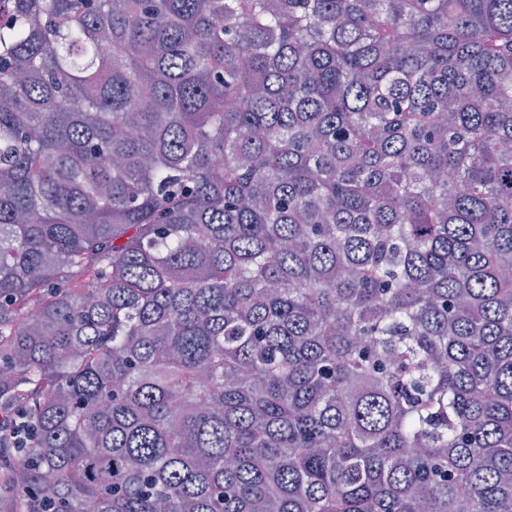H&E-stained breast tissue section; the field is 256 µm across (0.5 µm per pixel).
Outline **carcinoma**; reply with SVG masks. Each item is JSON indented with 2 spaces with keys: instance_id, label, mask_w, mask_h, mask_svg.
<instances>
[{
  "instance_id": "1",
  "label": "carcinoma",
  "mask_w": 512,
  "mask_h": 512,
  "mask_svg": "<svg viewBox=\"0 0 512 512\" xmlns=\"http://www.w3.org/2000/svg\"><path fill=\"white\" fill-rule=\"evenodd\" d=\"M5 406L0 512H512V0H0ZM15 417L11 412L0 411V445L5 448L25 446L28 438L26 422L19 414Z\"/></svg>"
}]
</instances>
